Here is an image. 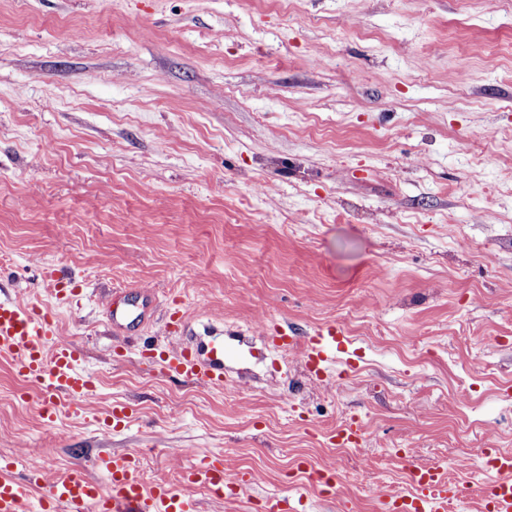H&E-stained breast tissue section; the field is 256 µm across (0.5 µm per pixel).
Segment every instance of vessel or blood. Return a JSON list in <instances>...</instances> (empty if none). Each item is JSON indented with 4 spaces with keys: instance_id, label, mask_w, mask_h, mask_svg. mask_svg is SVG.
<instances>
[{
    "instance_id": "vessel-or-blood-1",
    "label": "vessel or blood",
    "mask_w": 512,
    "mask_h": 512,
    "mask_svg": "<svg viewBox=\"0 0 512 512\" xmlns=\"http://www.w3.org/2000/svg\"><path fill=\"white\" fill-rule=\"evenodd\" d=\"M336 327L311 340L306 354L311 369H318L341 344ZM0 353L9 355L20 374L41 385L48 397L62 395L80 403L90 392V381L77 369V349L58 336L49 318L34 304L0 300ZM163 371L212 388L224 386V347L191 352L180 347L159 354ZM489 481H452L438 468L420 466L411 472L412 489L387 500L388 512H448L449 502L478 500L483 512H512V452H486ZM108 482L76 472L52 483L40 501V512H200L190 487L202 485L216 496L234 498L247 488L244 475L228 471L223 460L204 461L188 470L185 489L140 479L139 458L134 453L102 458ZM12 473L0 476V512H31L34 484L41 476L28 457L11 462Z\"/></svg>"
}]
</instances>
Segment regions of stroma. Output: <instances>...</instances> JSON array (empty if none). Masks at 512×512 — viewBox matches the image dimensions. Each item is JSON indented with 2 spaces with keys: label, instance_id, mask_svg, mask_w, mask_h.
Wrapping results in <instances>:
<instances>
[{
  "label": "stroma",
  "instance_id": "stroma-1",
  "mask_svg": "<svg viewBox=\"0 0 512 512\" xmlns=\"http://www.w3.org/2000/svg\"><path fill=\"white\" fill-rule=\"evenodd\" d=\"M141 289L116 331L105 296ZM0 299L92 380L49 422L0 355V467L43 456L34 497L132 451L150 483L219 455L251 480L193 489L204 512H386L412 464L485 480L478 449L512 451V0H0ZM219 340L223 391L153 361ZM319 339L313 338L310 342L308 352L306 353L307 364L312 370H316V375H320L319 366L328 360L331 355L336 353L337 349H340L343 345V340L340 332H337L336 327H328L325 331L326 336L323 332L318 333Z\"/></svg>",
  "mask_w": 512,
  "mask_h": 512
}]
</instances>
